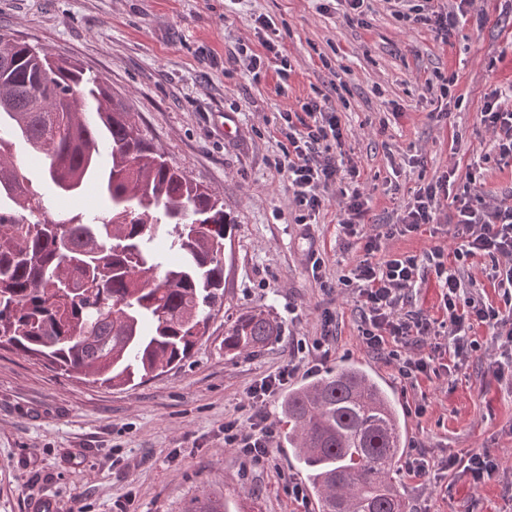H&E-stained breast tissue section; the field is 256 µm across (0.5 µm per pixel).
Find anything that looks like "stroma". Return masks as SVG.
I'll return each mask as SVG.
<instances>
[{"mask_svg":"<svg viewBox=\"0 0 512 512\" xmlns=\"http://www.w3.org/2000/svg\"><path fill=\"white\" fill-rule=\"evenodd\" d=\"M261 15L273 19L291 65L287 86L272 72L254 77L238 52L256 47ZM0 30L103 80L169 163L223 198L232 222L224 299L179 367L133 387H100L0 348V512H38L43 503L53 512H116L119 501L127 512H183L204 496L235 512H320L315 496L288 493L304 474L287 443L275 440L256 463L225 447L224 423L247 422L250 387L287 364L297 341L319 338L326 311L336 318L330 350L312 352L315 371L300 369L291 386L362 366L391 394L405 452L421 446L438 462L487 451L499 462L496 477L477 485L454 468L421 477L397 469L410 512H512V380L492 374L500 350L491 330L475 327L480 349L456 371L401 383L363 344L355 293L337 285L361 255L338 235V186L305 226L274 167L288 145L278 113L326 93L369 199L367 224L395 222L414 191L451 165L455 192L512 200V164L487 152L480 121L491 89H503L512 109V0H477L445 43L395 15L394 0H369L359 25L324 0H0ZM439 75L456 80L451 103L425 85ZM450 215L437 210L433 226L388 249L453 252ZM314 250L324 260L320 283L310 271ZM251 311L269 313L280 336L248 355L225 353L228 326ZM418 403L424 416L411 412Z\"/></svg>","mask_w":512,"mask_h":512,"instance_id":"stroma-1","label":"stroma"}]
</instances>
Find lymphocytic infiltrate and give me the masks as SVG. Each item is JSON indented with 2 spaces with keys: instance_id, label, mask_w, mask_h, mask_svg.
<instances>
[{
  "instance_id": "obj_1",
  "label": "lymphocytic infiltrate",
  "mask_w": 512,
  "mask_h": 512,
  "mask_svg": "<svg viewBox=\"0 0 512 512\" xmlns=\"http://www.w3.org/2000/svg\"><path fill=\"white\" fill-rule=\"evenodd\" d=\"M452 11H437L424 4L410 6L402 17L414 25L430 28L436 38L447 40L458 18L467 16L475 0H454ZM254 30L261 49L249 56L253 74L275 70L280 80H287L291 66L279 41L274 38L275 24L271 18L258 16ZM501 90L494 89L484 97L481 122L491 135L493 149L501 159L512 161V110L501 105ZM278 130L288 141L282 167L288 178V190L298 210L297 223L315 220L322 209L324 188L336 183L338 166L335 151L342 145L343 130L335 110L326 98H313L301 106L299 114L286 111L279 115ZM455 169H448L433 183L420 188L399 221L385 225L378 234L364 237L363 256L357 259L349 275L340 283L357 295L361 310L359 331L363 343L373 352L384 354L393 364L398 377L406 383L430 377L434 372V356H414L408 346L427 343L434 336V322L423 312L407 309V292L422 273H429L441 290L442 307L448 315L449 354L454 363H462L478 351L472 331L477 325L492 329L499 342L504 362L498 363L497 377L512 375V204L473 203L454 195ZM454 206L453 254L441 246L413 253L383 251V241L412 232L433 223L434 213L442 201ZM456 267H449V259ZM476 258L492 262L494 279L501 292L500 305L494 306L467 296L459 264ZM296 361L279 368L252 386L249 399L253 413L249 424L233 419L224 423V444L240 454L259 462L267 459L273 445L275 429L263 407L286 385L297 371Z\"/></svg>"
}]
</instances>
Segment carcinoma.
Here are the masks:
<instances>
[{
  "label": "carcinoma",
  "mask_w": 512,
  "mask_h": 512,
  "mask_svg": "<svg viewBox=\"0 0 512 512\" xmlns=\"http://www.w3.org/2000/svg\"><path fill=\"white\" fill-rule=\"evenodd\" d=\"M31 148L57 197L88 184L107 203L53 216L9 151ZM37 206L44 219L26 214ZM224 203L168 163L103 81L0 34V337L25 356L112 387L134 386L195 349L223 296ZM280 335L263 312L237 317L224 352ZM285 438L320 512H409L391 474L402 455L394 401L346 365L284 396ZM187 512H232L194 498Z\"/></svg>",
  "instance_id": "cac0c4a2"
}]
</instances>
